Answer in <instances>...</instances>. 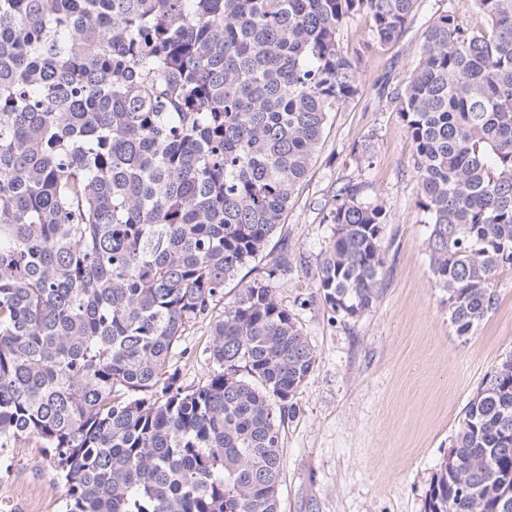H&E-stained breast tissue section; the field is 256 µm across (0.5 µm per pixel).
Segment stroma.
<instances>
[{
  "label": "stroma",
  "instance_id": "stroma-1",
  "mask_svg": "<svg viewBox=\"0 0 512 512\" xmlns=\"http://www.w3.org/2000/svg\"><path fill=\"white\" fill-rule=\"evenodd\" d=\"M455 7L463 22L483 24L470 0H416L402 38L379 46L368 17L340 33L350 53L371 50L359 72V92L333 112L308 181L284 226L302 267L277 290L296 314L317 358L299 389L297 413L282 429L280 512H425V498L447 456L463 411L483 378L512 353V271L497 279L499 304L468 335H457L447 295L429 270L427 226L417 207L413 146L389 92L404 85L434 17ZM367 149L369 161L359 160ZM369 184L387 209L389 248L384 292L361 318L334 319L316 299L304 268L314 265L331 236L324 224L343 179ZM210 324L194 326L177 366L184 385L212 370ZM38 493L43 512H64L66 487L25 440L0 452V503L25 512L14 496Z\"/></svg>",
  "mask_w": 512,
  "mask_h": 512
}]
</instances>
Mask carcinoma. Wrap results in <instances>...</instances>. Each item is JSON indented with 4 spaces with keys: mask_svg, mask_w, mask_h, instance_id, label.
<instances>
[{
    "mask_svg": "<svg viewBox=\"0 0 512 512\" xmlns=\"http://www.w3.org/2000/svg\"><path fill=\"white\" fill-rule=\"evenodd\" d=\"M416 0H0V450L45 448L65 512H279L281 432L316 352L270 250L363 57ZM431 24L391 91L459 334L512 269V0ZM348 180L311 270L343 321L381 298L388 212ZM251 278L213 316L225 285ZM211 318L212 374L181 383ZM425 512H512V354L460 420Z\"/></svg>",
    "mask_w": 512,
    "mask_h": 512,
    "instance_id": "1",
    "label": "carcinoma"
}]
</instances>
